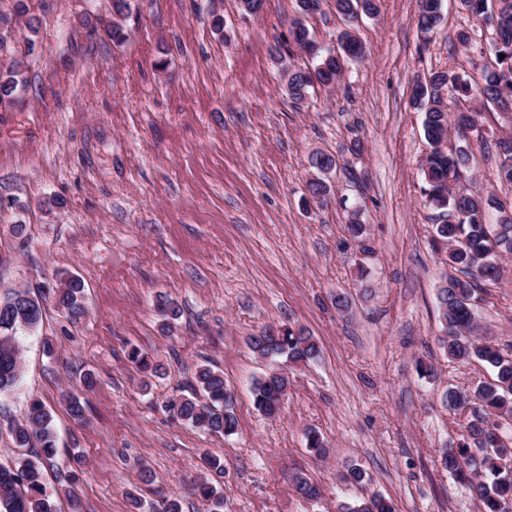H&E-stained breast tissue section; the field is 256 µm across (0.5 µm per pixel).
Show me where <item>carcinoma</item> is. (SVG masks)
<instances>
[{
  "instance_id": "obj_1",
  "label": "carcinoma",
  "mask_w": 512,
  "mask_h": 512,
  "mask_svg": "<svg viewBox=\"0 0 512 512\" xmlns=\"http://www.w3.org/2000/svg\"><path fill=\"white\" fill-rule=\"evenodd\" d=\"M459 6L477 25L498 17L494 33L496 67L483 72L482 82L473 83L462 74L445 71L432 73L428 80L414 84L415 98L426 106L424 132L431 151L422 173L427 205L438 215L458 213V223L435 225L434 233L446 248V264L460 272L449 277L440 289L439 302L445 336L442 347L451 360L478 359L489 365L494 373L492 383L480 386L473 395L448 390L445 405L451 409L465 408L472 401L479 407L471 413L467 435L456 447L440 451L441 467L460 482H467L477 496L482 512H506L512 505V439L505 442L494 436L491 420L512 418V352L484 341L474 335L475 314L471 299L475 288L483 282L495 283L502 278L501 253H512V213L503 200L485 196L461 185L465 171L470 167L468 146L454 151L443 150L450 129L456 125L473 129L483 136L477 122L478 112L460 108L447 109L445 92L458 101L492 104L498 112L512 113V0H458ZM336 13L349 25L362 13L377 11L376 0H333ZM442 0H419L417 26L427 35L440 25ZM288 46H293L315 59L311 68L288 70V94L292 100L304 101L309 90L318 84L330 86L343 75L346 64L364 57L363 44L351 29L338 36L337 50L322 51L311 38L303 22H296L289 30ZM23 86L20 70L0 68V104L11 100ZM493 146L499 163L496 177L502 184L512 185V137H499ZM337 165L336 159L318 153L312 157V166L319 175L307 186L309 195L318 204L327 199L328 185L324 176ZM351 237L360 242L361 251L372 252L365 243L364 225L352 214L347 224ZM51 299L55 306L72 320L85 313L84 282L67 274L56 281L55 287L43 292L8 289L0 295V395L14 392L20 384L23 362L15 336L32 334L43 322L44 302ZM283 335L259 333L248 337V346L263 360H280L287 369L274 368L254 381L252 393L256 409L264 416L274 418L281 411L283 399L290 384L288 371L308 367L320 357V348L313 336L302 330L282 329ZM130 360L142 369L159 372L162 364L136 348ZM195 385L189 394L170 397L168 409L179 419L210 434L230 435L237 427L233 394L224 381V373L208 364L195 370ZM11 435L19 448L31 443L38 445L35 454L20 457L9 466L0 464V512H56L51 495L43 480L41 464L58 454L54 436L53 417L42 400L29 399L21 420L10 426ZM297 494L308 501L321 496L317 483L305 475L294 478ZM341 512H394L385 497L374 495L367 500L344 503Z\"/></svg>"
}]
</instances>
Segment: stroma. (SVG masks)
I'll return each mask as SVG.
<instances>
[{
    "label": "stroma",
    "mask_w": 512,
    "mask_h": 512,
    "mask_svg": "<svg viewBox=\"0 0 512 512\" xmlns=\"http://www.w3.org/2000/svg\"><path fill=\"white\" fill-rule=\"evenodd\" d=\"M442 8L426 41L418 0H379L356 27L365 59L298 106L276 46L299 19L335 46L344 22L331 0L306 16L296 0H265L257 16L238 0H129L121 19L112 0H0L12 23L0 64L26 80L0 104V288L71 272L86 305L77 321L48 307L38 333L19 336L22 382L0 395V463L19 455L9 426L36 396L55 419L59 454L44 478L58 512L73 497L82 512H162L169 500L181 512H338L375 494L396 512H478L470 487L437 462L470 420L443 407L442 395L473 391L493 372L449 361L440 346L449 268L431 244L421 174L430 145L412 87L446 69L480 80L495 57L491 30L457 0ZM116 21L121 43L107 34ZM462 28L470 47L455 40ZM471 149L466 186L512 199L494 157L479 141ZM317 151L338 162L322 206L307 200ZM354 211L367 257L345 230ZM14 224L27 227L20 248ZM504 267L503 280L480 291L475 317L481 337L512 345V261ZM340 295L349 310L337 308ZM164 300L180 309L168 334ZM280 326L314 336L321 358L294 370L279 416L268 419L251 385L270 365L247 338ZM134 348L158 357L164 373H142ZM421 361L434 378L420 376ZM204 362L235 393L233 435L195 429L165 407ZM69 394L82 419L71 416ZM311 431L325 439V457L307 449ZM207 452L222 472L206 470ZM75 454L82 473L70 484L59 474ZM353 464L366 481L341 485ZM298 474L320 486L318 501L298 496ZM202 479L222 491L220 510L200 496Z\"/></svg>",
    "instance_id": "stroma-1"
}]
</instances>
